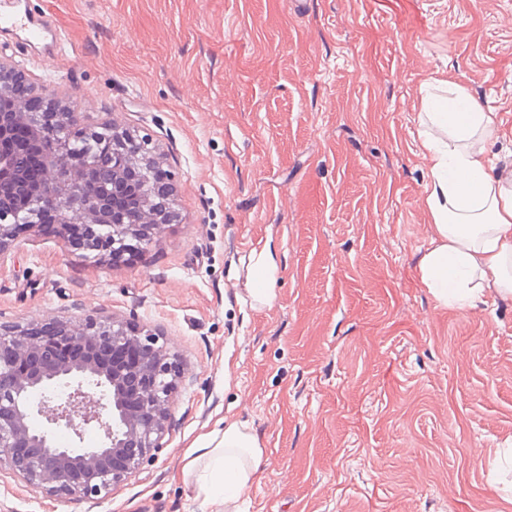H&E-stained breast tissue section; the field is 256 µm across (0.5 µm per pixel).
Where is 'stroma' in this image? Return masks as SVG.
<instances>
[{
	"label": "stroma",
	"instance_id": "obj_1",
	"mask_svg": "<svg viewBox=\"0 0 512 512\" xmlns=\"http://www.w3.org/2000/svg\"><path fill=\"white\" fill-rule=\"evenodd\" d=\"M61 52L0 30L31 95L147 142L176 218L111 262L44 225L0 253V324L134 322L178 359L155 461L105 500L0 471V512H211L179 477L241 421L264 447L237 512H512V298L438 303L417 114L452 76L512 172V0H26ZM272 247L271 304L250 293Z\"/></svg>",
	"mask_w": 512,
	"mask_h": 512
}]
</instances>
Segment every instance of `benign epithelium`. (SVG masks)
Returning a JSON list of instances; mask_svg holds the SVG:
<instances>
[{
  "mask_svg": "<svg viewBox=\"0 0 512 512\" xmlns=\"http://www.w3.org/2000/svg\"><path fill=\"white\" fill-rule=\"evenodd\" d=\"M23 74L0 59V89ZM35 135L56 128L62 113L46 103L42 112H0V210L23 212L39 198L59 219H76L87 233L79 246L114 262L145 249L174 221L167 204L135 214L119 211L113 196L127 187L126 171L114 170L112 184L90 197L84 184L94 170L88 155L47 157L42 179L29 190L14 165L19 148L15 125ZM114 153L124 156L141 181L156 170L144 141L106 125ZM178 361L159 337L143 327L87 315L26 326H0V471L57 500L71 495L100 500L140 471L163 447L170 400L178 387ZM41 416L46 425L34 424ZM64 428L74 441L60 444ZM100 444L83 447L86 429Z\"/></svg>",
  "mask_w": 512,
  "mask_h": 512,
  "instance_id": "1",
  "label": "benign epithelium"
}]
</instances>
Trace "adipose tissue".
I'll use <instances>...</instances> for the list:
<instances>
[{"label":"adipose tissue","instance_id":"1","mask_svg":"<svg viewBox=\"0 0 512 512\" xmlns=\"http://www.w3.org/2000/svg\"><path fill=\"white\" fill-rule=\"evenodd\" d=\"M418 119L433 218L417 264L421 283L445 305L512 298V176L495 171L487 149L498 133L495 112L459 83L434 78L424 84ZM262 455L259 438L232 422L199 438L182 478L196 481L213 512H231L258 482Z\"/></svg>","mask_w":512,"mask_h":512}]
</instances>
